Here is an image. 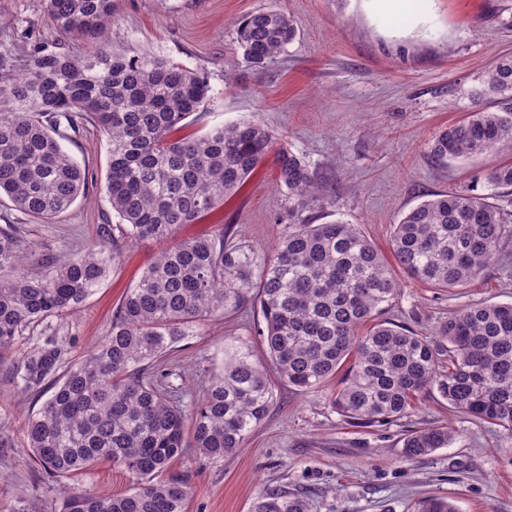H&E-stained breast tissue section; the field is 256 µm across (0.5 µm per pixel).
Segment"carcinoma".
I'll list each match as a JSON object with an SVG mask.
<instances>
[{"mask_svg":"<svg viewBox=\"0 0 512 512\" xmlns=\"http://www.w3.org/2000/svg\"><path fill=\"white\" fill-rule=\"evenodd\" d=\"M58 35L91 47L75 55L42 45L24 72L0 76V196L15 210L51 220L82 194L85 171L61 147L62 123L92 120L109 144L108 200L134 240L171 241L128 289L105 341L70 367L52 396L25 424L36 462L70 475L101 461L140 478L121 495L70 494L59 512H187L188 476L168 473L188 448L213 459L233 456L267 416L274 394L268 371L236 350L212 378L192 417L183 393L144 365L193 334L221 308L251 301L264 326L258 336L278 377L301 392L330 388L329 406L353 423L385 425L409 416L422 394H438L452 412L512 434V303H477L451 313L423 336L381 318L398 293L394 269L431 288H463L481 278L504 248L503 210L476 186L434 194L403 215L391 238L393 262L356 224H291L274 252L257 260L206 238L177 240L235 193L272 157L288 193L317 198L305 162L274 147L258 121L172 138L209 101L203 74L146 52L110 43L115 0H44ZM243 59L264 68L294 40L279 10L254 12L236 29ZM496 110L483 108L486 98ZM467 117L438 131L440 163L512 148V58L484 71ZM512 187V164L484 176ZM22 241L0 231V354L25 328L79 306L105 277L101 248L65 257L47 275L23 268ZM258 284H252L253 269ZM56 350L27 363L32 379L54 372ZM456 439L445 426L413 430L403 457L427 456ZM253 512H310L304 497L266 491ZM416 512H459L427 496Z\"/></svg>","mask_w":512,"mask_h":512,"instance_id":"carcinoma-1","label":"carcinoma"}]
</instances>
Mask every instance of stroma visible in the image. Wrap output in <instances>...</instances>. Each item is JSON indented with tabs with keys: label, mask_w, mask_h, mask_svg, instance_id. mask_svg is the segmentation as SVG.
Returning a JSON list of instances; mask_svg holds the SVG:
<instances>
[{
	"label": "stroma",
	"mask_w": 512,
	"mask_h": 512,
	"mask_svg": "<svg viewBox=\"0 0 512 512\" xmlns=\"http://www.w3.org/2000/svg\"><path fill=\"white\" fill-rule=\"evenodd\" d=\"M276 9L293 19L297 35L266 68L248 66L236 39L245 16ZM111 43L146 51L204 72L210 99L188 118L200 135L243 120H257L277 145L302 158L323 196L298 201L280 186L272 161L176 238L224 239L254 257L270 255L289 225L344 219L388 250L401 216L433 194L458 191L492 168L512 163L493 150L442 164L429 143L462 120L470 92L497 58L512 55V0H413L401 10L381 0H117ZM43 0H0V70L18 69L36 46L55 45ZM61 144L88 174L84 198L51 222L0 202V227L13 226L23 242L26 270L50 271L55 261L97 245L111 260L106 277L74 310L28 326L0 357V512L19 499L56 512L69 491L123 494L135 475L101 462L55 476L38 465L24 440L27 418L51 396L58 375L85 360L106 338L127 288L152 263L161 243L134 241L106 195L108 141L90 122L67 132ZM386 317L421 334L434 332L448 312L477 302H512V240L485 275L443 292L401 279ZM258 307L220 310L158 360L169 381L186 393L193 412L208 381L235 349L266 363L257 328ZM60 354L55 374L27 382L22 362L43 351ZM274 404L234 456L216 460L189 450L173 471L189 476L187 512H250L270 489L306 495L311 512H413L429 495L454 499L461 512H512V435L449 412L435 395L420 396L410 417L364 426L333 412L323 390L299 392L278 381ZM445 425L458 433L451 445L408 460L401 437L409 430Z\"/></svg>",
	"instance_id": "obj_1"
}]
</instances>
